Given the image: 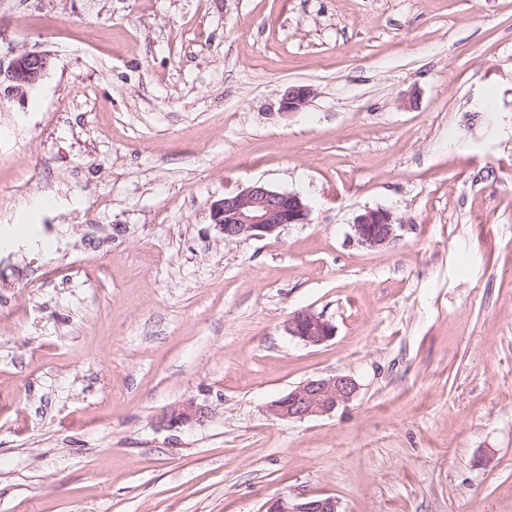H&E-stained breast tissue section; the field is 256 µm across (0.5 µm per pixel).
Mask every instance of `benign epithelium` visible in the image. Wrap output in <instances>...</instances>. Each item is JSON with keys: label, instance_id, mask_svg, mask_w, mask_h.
Here are the masks:
<instances>
[{"label": "benign epithelium", "instance_id": "7a95c632", "mask_svg": "<svg viewBox=\"0 0 512 512\" xmlns=\"http://www.w3.org/2000/svg\"><path fill=\"white\" fill-rule=\"evenodd\" d=\"M50 67L45 54L21 53L8 60L0 58V77L8 82L7 93L22 97L34 87ZM308 85L288 88L282 98V108L296 112L313 96ZM309 206L295 194L276 190L263 183L225 196L214 202L210 218L226 239L264 240L274 236L289 224H303L308 218ZM401 221L386 209H365L354 221L357 240L370 249H382L396 239V228ZM286 333L309 346L322 345L336 335L335 327L321 315L301 311L288 319ZM358 392L356 381L347 375L310 378L287 394L271 401L267 413L280 420H303L311 416L328 415L352 401ZM207 416L206 408L193 400L183 401L162 410L157 416L159 426L177 429L192 422H201ZM267 512H339L334 497L300 496L278 498Z\"/></svg>", "mask_w": 512, "mask_h": 512}]
</instances>
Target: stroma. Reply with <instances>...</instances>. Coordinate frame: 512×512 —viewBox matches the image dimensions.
<instances>
[{"label":"stroma","instance_id":"1","mask_svg":"<svg viewBox=\"0 0 512 512\" xmlns=\"http://www.w3.org/2000/svg\"><path fill=\"white\" fill-rule=\"evenodd\" d=\"M21 52L51 65L0 93V512H512V0H0ZM257 182L306 223L225 240ZM335 373L349 404L267 414ZM314 89L308 85H295L288 88L282 98V108L296 112L304 107L313 96ZM402 222L386 209H365L354 221L357 240L370 249H382L396 239V228ZM288 336L309 346L322 345L335 336V327L322 315L301 311L288 319L285 325ZM206 416V408L187 400L162 410L157 416V423L166 429H177L192 422H202ZM339 503L334 497L300 496L293 499L278 498L267 512H339Z\"/></svg>","mask_w":512,"mask_h":512}]
</instances>
